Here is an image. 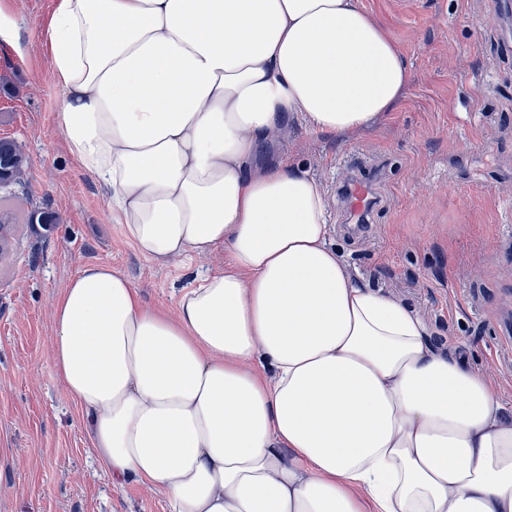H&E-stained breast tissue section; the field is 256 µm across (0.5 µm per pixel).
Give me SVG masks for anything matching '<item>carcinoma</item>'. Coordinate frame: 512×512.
<instances>
[{
    "label": "carcinoma",
    "mask_w": 512,
    "mask_h": 512,
    "mask_svg": "<svg viewBox=\"0 0 512 512\" xmlns=\"http://www.w3.org/2000/svg\"><path fill=\"white\" fill-rule=\"evenodd\" d=\"M28 165V158L21 144L16 140L0 138V166L6 172L0 179V226L10 224H52L55 215L48 210L22 212L14 206L17 198L15 188L21 185V178Z\"/></svg>",
    "instance_id": "obj_1"
}]
</instances>
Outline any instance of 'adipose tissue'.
Masks as SVG:
<instances>
[{
  "label": "adipose tissue",
  "mask_w": 512,
  "mask_h": 512,
  "mask_svg": "<svg viewBox=\"0 0 512 512\" xmlns=\"http://www.w3.org/2000/svg\"><path fill=\"white\" fill-rule=\"evenodd\" d=\"M56 121L145 258L223 247L175 314L104 264L51 355L111 474L168 512H512V413L409 305L353 278L288 123L341 135L407 67L360 0H59Z\"/></svg>",
  "instance_id": "ef3b65f1"
}]
</instances>
